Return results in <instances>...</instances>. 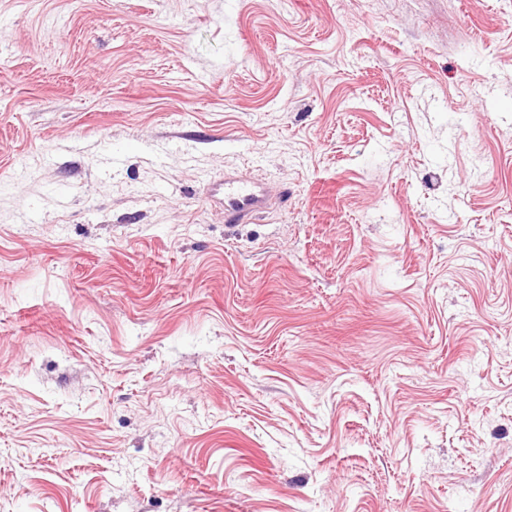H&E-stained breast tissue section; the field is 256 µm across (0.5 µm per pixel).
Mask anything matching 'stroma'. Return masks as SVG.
<instances>
[{
    "instance_id": "stroma-1",
    "label": "stroma",
    "mask_w": 512,
    "mask_h": 512,
    "mask_svg": "<svg viewBox=\"0 0 512 512\" xmlns=\"http://www.w3.org/2000/svg\"><path fill=\"white\" fill-rule=\"evenodd\" d=\"M0 512H512V0H0ZM265 206L262 195L246 187L224 188V214L229 224L241 223Z\"/></svg>"
}]
</instances>
